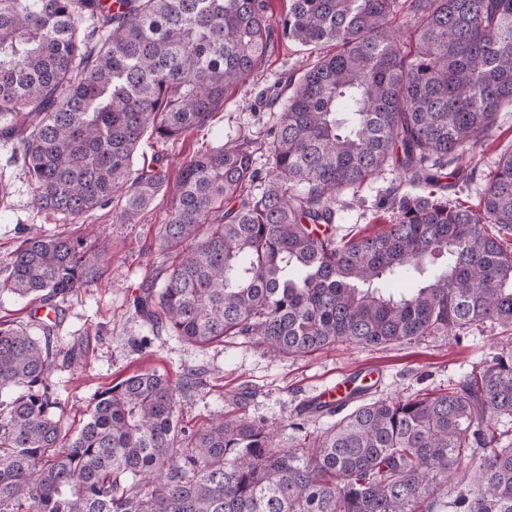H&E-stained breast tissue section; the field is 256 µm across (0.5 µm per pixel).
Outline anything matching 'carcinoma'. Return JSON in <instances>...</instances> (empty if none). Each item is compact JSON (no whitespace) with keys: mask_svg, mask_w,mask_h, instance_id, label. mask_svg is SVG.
Returning a JSON list of instances; mask_svg holds the SVG:
<instances>
[{"mask_svg":"<svg viewBox=\"0 0 512 512\" xmlns=\"http://www.w3.org/2000/svg\"><path fill=\"white\" fill-rule=\"evenodd\" d=\"M277 39L336 52L280 77L267 138L182 166L158 232L178 260L138 286L135 313L201 347L241 338L278 357L486 323L509 340L441 393L365 400L317 434L301 410L288 448L249 416L245 388L181 427L195 370L127 376L69 435L50 374L84 352L59 343L60 303L105 282L109 259L89 237L31 235L0 260V288L54 318L39 336L0 322V512H512V151L475 205L457 197L474 171L448 180L512 104V0H0V140L39 209L77 223L110 206L137 224L169 187L161 157L132 168L144 134L206 126ZM387 172L389 224L337 236L340 192Z\"/></svg>","mask_w":512,"mask_h":512,"instance_id":"carcinoma-1","label":"carcinoma"}]
</instances>
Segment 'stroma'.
Returning a JSON list of instances; mask_svg holds the SVG:
<instances>
[{
	"instance_id": "obj_1",
	"label": "stroma",
	"mask_w": 512,
	"mask_h": 512,
	"mask_svg": "<svg viewBox=\"0 0 512 512\" xmlns=\"http://www.w3.org/2000/svg\"><path fill=\"white\" fill-rule=\"evenodd\" d=\"M333 51L329 44L312 48L280 43L263 69L247 86L230 95L207 126L165 146L145 135L140 152H161L164 164L175 176L199 149L241 132L265 130L276 115L260 100V92L273 86L282 73ZM511 148L510 104L501 107L492 130L471 148L464 162L486 171L501 152ZM10 155V146L0 144V180L9 186L6 205L0 208V256L36 233L84 236L87 224H65L57 215L37 208L24 171L11 163ZM388 183V178H380L375 188ZM375 188L342 192L345 207L336 224L338 236L381 230L385 218L372 207ZM170 207V196L162 195L137 224L114 223L106 209L94 211L89 218L88 224L95 225L97 242L105 246L111 264L107 282L83 289L63 304L65 316L58 339L65 346L80 345L86 353L80 366L57 363L52 367L50 381L64 408L61 422L65 429H73L90 398L113 381L147 370L176 379L184 370L194 369L205 373L206 384L180 400L177 416L182 424L197 425L210 413L223 409L226 391L247 387L253 391L250 416L276 427L286 446L293 436L289 424L301 404L338 375L375 376L372 395L376 398L408 396L420 390L440 393L449 383L491 360L499 348L497 329L485 324L460 338L436 336L381 349L339 343L302 357L274 358L238 339L201 348L174 336H151L150 348L137 349L136 340L150 334L134 313L132 294L154 268L173 261L172 254L163 251L157 240Z\"/></svg>"
}]
</instances>
